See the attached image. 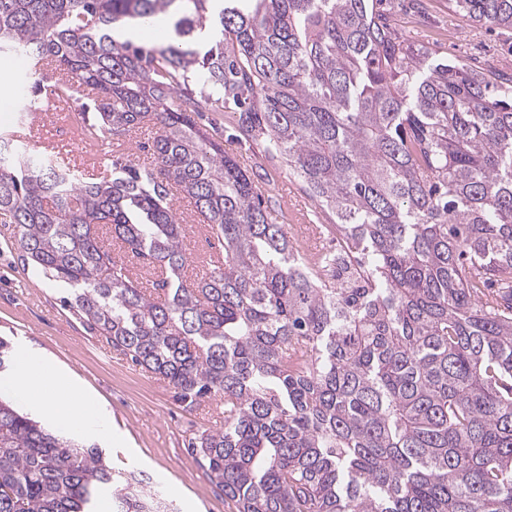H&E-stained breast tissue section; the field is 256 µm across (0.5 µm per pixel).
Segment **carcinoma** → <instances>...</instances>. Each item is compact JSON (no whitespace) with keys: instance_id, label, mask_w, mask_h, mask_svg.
Here are the masks:
<instances>
[{"instance_id":"1","label":"carcinoma","mask_w":512,"mask_h":512,"mask_svg":"<svg viewBox=\"0 0 512 512\" xmlns=\"http://www.w3.org/2000/svg\"><path fill=\"white\" fill-rule=\"evenodd\" d=\"M448 8L512 30V0ZM167 14L166 45L112 35ZM1 53L53 66L52 97L91 89L72 121L100 150L157 129L150 169L0 135V216L113 349L190 408L224 400L191 453L236 512H512V74L436 59L383 0H0ZM15 83L23 121L40 80ZM228 110L332 214L316 262L200 122ZM175 190L224 248L189 280ZM109 487L166 512L0 399V512H94Z\"/></svg>"}]
</instances>
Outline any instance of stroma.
Here are the masks:
<instances>
[{
	"mask_svg": "<svg viewBox=\"0 0 512 512\" xmlns=\"http://www.w3.org/2000/svg\"><path fill=\"white\" fill-rule=\"evenodd\" d=\"M412 1L388 4L400 34L437 48L441 56L512 73V34L467 22L449 11L448 0H416V9ZM203 120L222 132L225 152L269 189L279 223L293 225L301 216L325 223L285 163L270 160L262 140L241 135L232 113L208 112ZM63 294L42 273L22 269L13 227L0 222V337L43 353L98 400L112 430L102 447L113 471L140 481L144 492L173 512H235L188 451L189 441L208 428L207 417L178 402L167 382L112 349L62 305Z\"/></svg>",
	"mask_w": 512,
	"mask_h": 512,
	"instance_id": "obj_1",
	"label": "stroma"
}]
</instances>
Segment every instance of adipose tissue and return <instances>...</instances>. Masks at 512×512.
I'll use <instances>...</instances> for the list:
<instances>
[{
    "mask_svg": "<svg viewBox=\"0 0 512 512\" xmlns=\"http://www.w3.org/2000/svg\"><path fill=\"white\" fill-rule=\"evenodd\" d=\"M55 376V371L42 355L20 351L16 356L14 371L0 376V395L31 406L58 427L77 428L108 437L107 424L90 399L74 392L63 397L36 383L37 378L52 379Z\"/></svg>",
    "mask_w": 512,
    "mask_h": 512,
    "instance_id": "ef3b65f1",
    "label": "adipose tissue"
}]
</instances>
